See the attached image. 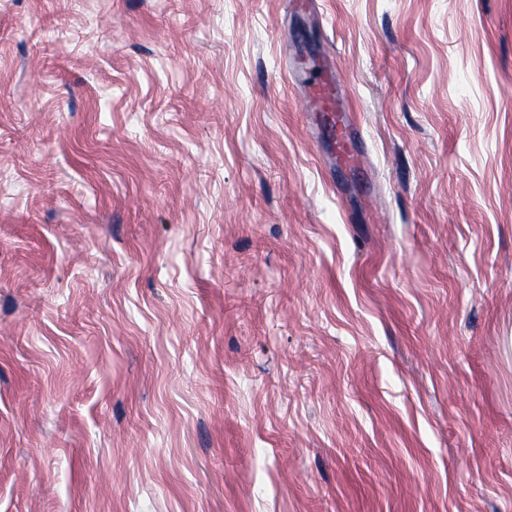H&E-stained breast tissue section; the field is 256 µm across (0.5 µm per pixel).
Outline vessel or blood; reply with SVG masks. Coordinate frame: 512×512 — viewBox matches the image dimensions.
<instances>
[{"instance_id": "b4317fda", "label": "vessel or blood", "mask_w": 512, "mask_h": 512, "mask_svg": "<svg viewBox=\"0 0 512 512\" xmlns=\"http://www.w3.org/2000/svg\"><path fill=\"white\" fill-rule=\"evenodd\" d=\"M302 80L305 85L300 101L302 111L315 113L325 128L336 160L344 166H353L360 131L344 104L342 89L333 77L331 65L313 64L303 71Z\"/></svg>"}]
</instances>
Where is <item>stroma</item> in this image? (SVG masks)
I'll list each match as a JSON object with an SVG mask.
<instances>
[{
  "label": "stroma",
  "instance_id": "1",
  "mask_svg": "<svg viewBox=\"0 0 512 512\" xmlns=\"http://www.w3.org/2000/svg\"><path fill=\"white\" fill-rule=\"evenodd\" d=\"M508 83L512 0H0V512H512ZM305 94L300 101L303 112H315L324 126L330 150L345 167L356 161V144L361 136L342 95L341 85L333 77L329 63H315L302 72Z\"/></svg>",
  "mask_w": 512,
  "mask_h": 512
}]
</instances>
